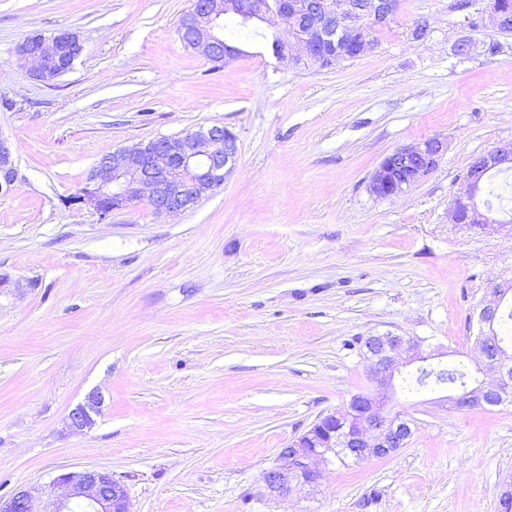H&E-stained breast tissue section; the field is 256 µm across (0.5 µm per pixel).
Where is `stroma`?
<instances>
[{"instance_id": "obj_1", "label": "stroma", "mask_w": 512, "mask_h": 512, "mask_svg": "<svg viewBox=\"0 0 512 512\" xmlns=\"http://www.w3.org/2000/svg\"><path fill=\"white\" fill-rule=\"evenodd\" d=\"M458 0H399L365 54L278 60L228 24L215 63L178 35L192 0H0V137L18 179L0 194V502L85 469L125 484L132 512H505L512 403L456 409L448 388L385 404L414 422L384 459L321 469L270 500L264 472L320 417L370 390L358 338L422 339L475 372L479 305L512 279V231L454 224L473 159L512 140V36ZM426 35H412L416 26ZM75 33L49 83L16 49ZM464 39L490 53L456 55ZM218 124L233 172L192 208L136 201L105 219L66 199L101 156ZM448 151L405 192L369 182L392 151ZM95 426L68 415L91 390Z\"/></svg>"}]
</instances>
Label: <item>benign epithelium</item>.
<instances>
[{"label":"benign epithelium","mask_w":512,"mask_h":512,"mask_svg":"<svg viewBox=\"0 0 512 512\" xmlns=\"http://www.w3.org/2000/svg\"><path fill=\"white\" fill-rule=\"evenodd\" d=\"M396 0H366L364 7H353L347 0H281L276 9L266 0H194L188 28L192 43L204 55L223 53L227 61L239 50L224 42V17L231 15L244 23L254 20L272 23L276 18L288 22L289 36L296 48L291 61L298 64L313 57L314 44L327 37L325 28L346 36L361 55L373 45L368 30L377 24L393 21ZM83 49L79 37L59 32L50 37L40 34L27 38L17 47L18 55L31 59V74L39 81L72 67L75 56ZM447 149L439 138L394 150L374 171L370 191L378 197H389L405 191L435 170ZM238 153L237 137L226 128L213 125L181 136L158 138L133 149H120L104 155L91 170L80 188L66 199L69 205L93 209L104 219L115 210L145 199L156 215H174L191 208L206 191L221 185L233 169ZM512 169V141L478 157L471 165L464 186L454 197L450 216L455 224H482L492 220L478 210L476 198L484 177L491 171ZM187 170L194 172L190 182L181 180ZM17 179L13 154L8 142L0 137V193H7ZM509 288L497 284L489 289L481 302L480 321L489 324L497 314L499 300ZM362 356L369 363V379L374 390L353 395L345 409L331 413L325 420L349 422L348 431L338 435L331 430L324 443L314 448L304 446L302 439L280 450L278 462L263 478L264 495L285 497L317 481L319 462L328 464L336 458V449L348 450L352 458L364 461L382 459L406 447L413 436L412 422L405 416L383 410L388 394L402 369L426 362L421 342L412 336L393 333L373 334L361 340ZM493 341L478 347L483 365L494 379L482 381L471 394L452 397L462 409L474 404L499 406L507 402L512 389V357L501 351L492 352ZM104 397L90 392L70 415L76 431L92 428L100 415ZM87 512H131L126 487L112 474L97 470L68 472L52 483V508L48 512H73L75 506ZM0 512H34L32 496L18 491Z\"/></svg>","instance_id":"1"}]
</instances>
